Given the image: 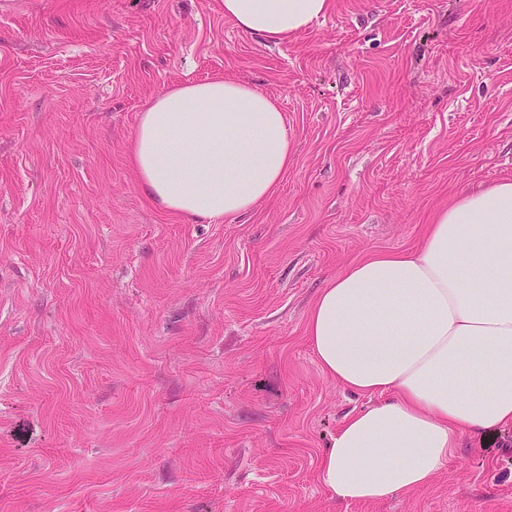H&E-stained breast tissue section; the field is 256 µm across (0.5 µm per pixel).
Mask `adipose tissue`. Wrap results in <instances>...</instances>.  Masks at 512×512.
<instances>
[{
    "label": "adipose tissue",
    "mask_w": 512,
    "mask_h": 512,
    "mask_svg": "<svg viewBox=\"0 0 512 512\" xmlns=\"http://www.w3.org/2000/svg\"><path fill=\"white\" fill-rule=\"evenodd\" d=\"M247 35L280 44L332 0H223ZM279 104L245 82L180 83L139 115L141 191L187 221L251 213L294 161ZM306 334L321 371L372 396L320 460L330 496L378 502L431 483L463 436L512 426V179L465 191L413 251L356 262L320 288Z\"/></svg>",
    "instance_id": "obj_1"
}]
</instances>
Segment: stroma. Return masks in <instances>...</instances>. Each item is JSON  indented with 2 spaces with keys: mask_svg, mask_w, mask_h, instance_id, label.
<instances>
[{
  "mask_svg": "<svg viewBox=\"0 0 512 512\" xmlns=\"http://www.w3.org/2000/svg\"><path fill=\"white\" fill-rule=\"evenodd\" d=\"M252 84L294 162L238 220L141 193L139 113ZM512 179V0H334L292 41L222 0L0 5V512H512V427L369 503L318 471L369 396L306 335L325 281L415 249L435 210Z\"/></svg>",
  "mask_w": 512,
  "mask_h": 512,
  "instance_id": "stroma-1",
  "label": "stroma"
}]
</instances>
